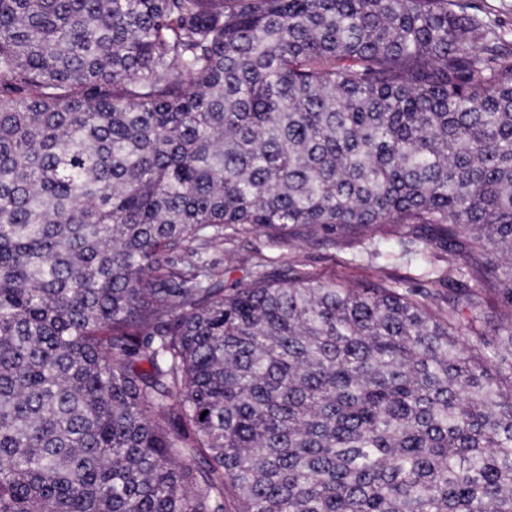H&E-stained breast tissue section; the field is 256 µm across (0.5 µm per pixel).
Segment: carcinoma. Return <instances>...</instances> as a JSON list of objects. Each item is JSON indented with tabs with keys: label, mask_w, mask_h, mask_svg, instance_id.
<instances>
[{
	"label": "carcinoma",
	"mask_w": 512,
	"mask_h": 512,
	"mask_svg": "<svg viewBox=\"0 0 512 512\" xmlns=\"http://www.w3.org/2000/svg\"><path fill=\"white\" fill-rule=\"evenodd\" d=\"M375 224L464 254L448 306L210 259ZM506 346L512 49L467 0H0V512H512Z\"/></svg>",
	"instance_id": "obj_1"
}]
</instances>
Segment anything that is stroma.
<instances>
[{"instance_id": "obj_1", "label": "stroma", "mask_w": 512, "mask_h": 512, "mask_svg": "<svg viewBox=\"0 0 512 512\" xmlns=\"http://www.w3.org/2000/svg\"><path fill=\"white\" fill-rule=\"evenodd\" d=\"M431 235L430 227L422 224H378L363 235L340 231L333 236L306 239L295 235L275 242L265 234L254 233L215 246L212 257L230 279L249 277L262 259L268 270L279 272L297 262L309 272L332 276L354 287L379 279L395 281L427 293L437 307L444 305L448 287L434 281L433 275L447 268V253L436 252L426 264L403 256L401 247L402 242Z\"/></svg>"}]
</instances>
